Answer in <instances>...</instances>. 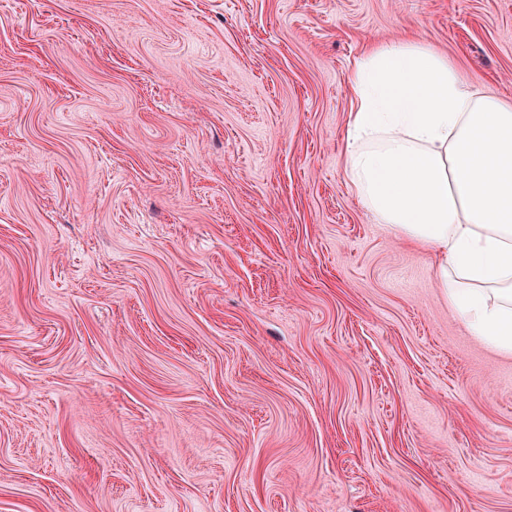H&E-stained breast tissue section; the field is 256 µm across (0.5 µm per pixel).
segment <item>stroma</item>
<instances>
[{"mask_svg":"<svg viewBox=\"0 0 512 512\" xmlns=\"http://www.w3.org/2000/svg\"><path fill=\"white\" fill-rule=\"evenodd\" d=\"M405 38L512 101V0H0V512H512V354L345 179Z\"/></svg>","mask_w":512,"mask_h":512,"instance_id":"1","label":"stroma"}]
</instances>
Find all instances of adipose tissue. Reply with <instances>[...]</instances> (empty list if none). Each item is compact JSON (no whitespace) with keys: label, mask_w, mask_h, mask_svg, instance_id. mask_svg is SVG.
Wrapping results in <instances>:
<instances>
[{"label":"adipose tissue","mask_w":512,"mask_h":512,"mask_svg":"<svg viewBox=\"0 0 512 512\" xmlns=\"http://www.w3.org/2000/svg\"><path fill=\"white\" fill-rule=\"evenodd\" d=\"M352 85L350 189L378 223L431 251L473 335L512 354V103L412 39L366 51Z\"/></svg>","instance_id":"1"}]
</instances>
